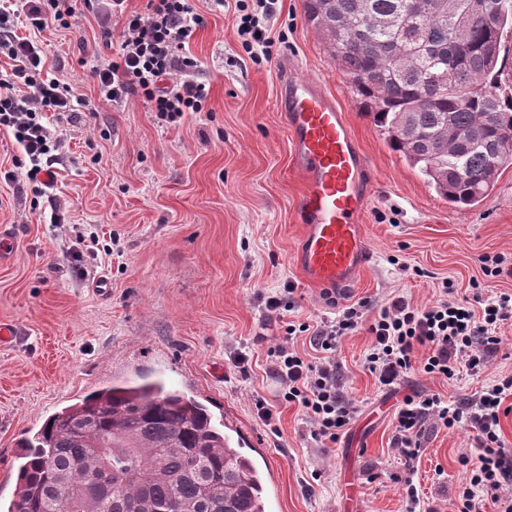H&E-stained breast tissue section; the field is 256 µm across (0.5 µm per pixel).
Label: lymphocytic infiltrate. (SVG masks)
I'll use <instances>...</instances> for the list:
<instances>
[{
    "mask_svg": "<svg viewBox=\"0 0 512 512\" xmlns=\"http://www.w3.org/2000/svg\"><path fill=\"white\" fill-rule=\"evenodd\" d=\"M125 0H112L110 10L121 25L118 50L112 58L95 60L90 68L100 95L113 104L138 96L168 122L206 108L209 91L192 78L197 60L186 44L204 24L190 0H147L141 12L126 13ZM240 14L237 28L241 48L254 64L270 61L275 42L270 22L279 0H234ZM75 16L73 0H0V129L11 130L30 167L25 174L32 190L46 195L55 186L50 153V121L74 112L81 98L74 88L47 75V57L37 32L54 26L69 28ZM292 288L269 296L266 308L281 320L285 338L270 348L271 372L280 385L279 399L298 406L318 447L336 443L358 409L346 399L336 381V351L341 339L359 326L373 337L365 357L366 369L379 384L390 387L418 370L446 379L461 372L479 373L499 340L497 328L512 320V295L486 300L474 309L456 298L454 287L442 281L439 299L418 308L403 297L367 318V303L343 309L341 315L317 325L293 323ZM309 334L320 357L309 361L292 347L297 334ZM512 396V377L485 388L474 400L450 404L439 395L404 396L395 412L392 447L405 463H413L429 425L454 428L470 424L477 432L474 455L462 457L466 478L458 493V512H482L484 498L512 512V457L501 446L499 429L504 401Z\"/></svg>",
    "mask_w": 512,
    "mask_h": 512,
    "instance_id": "f902f5d3",
    "label": "lymphocytic infiltrate"
}]
</instances>
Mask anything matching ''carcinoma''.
Listing matches in <instances>:
<instances>
[{
  "label": "carcinoma",
  "instance_id": "obj_1",
  "mask_svg": "<svg viewBox=\"0 0 512 512\" xmlns=\"http://www.w3.org/2000/svg\"><path fill=\"white\" fill-rule=\"evenodd\" d=\"M458 35L430 0H304L307 22L390 148L459 210L474 208L512 165V87L500 60L512 0H467ZM493 114L481 145L452 131ZM244 438L161 380L114 384L46 420L23 441L5 512H266ZM117 462L100 470L102 457Z\"/></svg>",
  "mask_w": 512,
  "mask_h": 512
}]
</instances>
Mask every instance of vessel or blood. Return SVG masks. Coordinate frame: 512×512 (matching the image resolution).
Instances as JSON below:
<instances>
[{"label": "vessel or blood", "mask_w": 512, "mask_h": 512, "mask_svg": "<svg viewBox=\"0 0 512 512\" xmlns=\"http://www.w3.org/2000/svg\"><path fill=\"white\" fill-rule=\"evenodd\" d=\"M278 87L283 126L305 181L295 264L309 283L341 302L371 258L361 222L373 189L370 161L345 112L317 80L286 61Z\"/></svg>", "instance_id": "vessel-or-blood-1"}]
</instances>
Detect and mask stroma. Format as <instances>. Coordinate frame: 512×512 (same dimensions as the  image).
<instances>
[{
	"mask_svg": "<svg viewBox=\"0 0 512 512\" xmlns=\"http://www.w3.org/2000/svg\"><path fill=\"white\" fill-rule=\"evenodd\" d=\"M192 6L206 20L188 43L209 88L206 111L172 125L139 98H100L79 60L112 50L100 37L101 14L82 8L72 28L39 35L50 76L83 99L78 114L53 125L62 142L51 198H34L18 146L0 130V322L23 331L18 347L0 348V504L13 496L22 438L84 396L144 377L180 389L249 440L267 512H407L399 482L407 468L390 445L398 403L412 392L463 402L512 376V322L498 329L500 344L479 374L415 372L393 391L364 367L368 329L343 337L337 380L359 413L335 447H317L302 411L279 401L267 360L284 331L266 297L293 286L295 322L339 314L294 264L303 184L277 110L278 66L293 60L336 97L373 166L362 217L371 260L348 304L377 310L401 296L422 308L439 299L445 279L461 298L512 293V276L486 278L480 263L486 255L512 262V167L476 208H450L362 112L303 0H284L271 27L281 45L259 66L237 40L232 10H212L210 0ZM9 170L17 181L4 180ZM238 351L250 354L243 374L231 362ZM258 396L274 405L277 431L258 419ZM475 437L467 424L427 429L412 466L423 512H454L459 460Z\"/></svg>",
	"mask_w": 512,
	"mask_h": 512,
	"instance_id": "1",
	"label": "stroma"
}]
</instances>
